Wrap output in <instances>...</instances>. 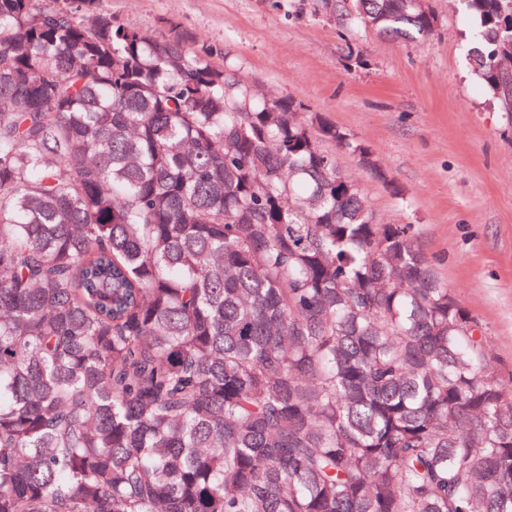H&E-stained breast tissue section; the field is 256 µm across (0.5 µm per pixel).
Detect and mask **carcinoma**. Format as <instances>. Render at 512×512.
Masks as SVG:
<instances>
[{"label": "carcinoma", "instance_id": "obj_1", "mask_svg": "<svg viewBox=\"0 0 512 512\" xmlns=\"http://www.w3.org/2000/svg\"><path fill=\"white\" fill-rule=\"evenodd\" d=\"M457 2L512 112V0ZM83 3L0 0V512H512V374L320 142L400 196L370 146Z\"/></svg>", "mask_w": 512, "mask_h": 512}]
</instances>
